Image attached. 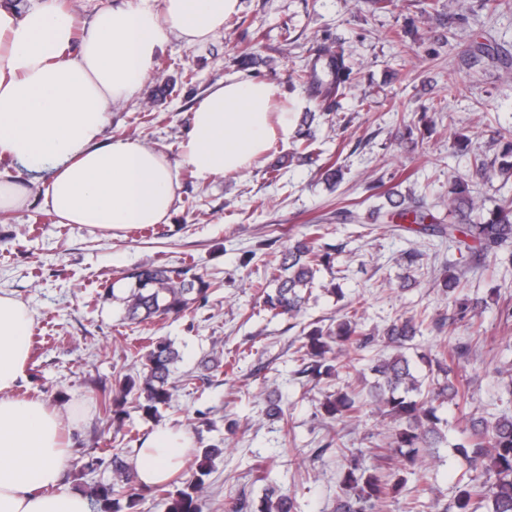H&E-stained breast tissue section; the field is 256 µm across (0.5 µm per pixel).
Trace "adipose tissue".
Instances as JSON below:
<instances>
[{
    "mask_svg": "<svg viewBox=\"0 0 512 512\" xmlns=\"http://www.w3.org/2000/svg\"><path fill=\"white\" fill-rule=\"evenodd\" d=\"M238 7L239 0H121L86 28L59 0L20 16L0 7V156L49 172L44 202L61 223L110 232L166 223L176 173L161 153L108 134L110 108L138 90L169 33L188 45L205 42ZM280 95L263 80L214 85L191 113L183 164L202 176L250 169L272 138L293 131L291 112L273 109ZM32 326L25 304L0 293V512H90L64 482L77 415L13 394L28 370ZM187 448L183 432L154 431L136 452L140 485L167 481Z\"/></svg>",
    "mask_w": 512,
    "mask_h": 512,
    "instance_id": "adipose-tissue-1",
    "label": "adipose tissue"
}]
</instances>
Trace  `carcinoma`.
Listing matches in <instances>:
<instances>
[{"mask_svg": "<svg viewBox=\"0 0 512 512\" xmlns=\"http://www.w3.org/2000/svg\"><path fill=\"white\" fill-rule=\"evenodd\" d=\"M299 81L316 99L326 101L343 93L349 80V67L344 53L326 44L313 49L306 67L297 74ZM387 197L389 209L380 207L361 215L354 210L342 208L336 212V220L360 224H378L380 218L390 215L409 224L418 225V232L448 238L456 244L459 259L454 263L457 270H464L468 260L492 254L503 264L512 265V252L507 257L499 256V250L512 240V200H504L488 212L480 222L471 219L475 200L470 195L469 185L460 183L454 197L448 200V223L436 219L423 210L420 199L410 195ZM323 224L308 225V232L296 238L282 253L279 264L271 268L270 281L274 288L263 291V304L273 315L295 317L302 311L320 266L329 263L315 244L325 234ZM122 278L133 283L127 297L123 298L126 319L132 324H142L154 318L180 315L198 299L205 297L215 284L201 274L192 272V267L138 266L122 273ZM461 277L452 273L441 280L443 292L457 306L459 320H465L481 305L456 297ZM357 310L339 320L336 328L323 329L313 326L302 330V344L295 351L299 362L298 373L315 380L322 376L356 368L358 356L370 343L374 335L358 328ZM424 324L415 317L400 318L384 332L386 342L398 354L384 359L372 367L375 381L369 395L381 415L398 424L395 447L406 449L403 456L416 464L420 449L433 448L442 442L445 435L439 427V406L447 400L465 399L467 391L449 380H432L423 384L412 373L411 365L404 353L409 342ZM146 363L142 373L125 375L115 380L114 392L122 403L133 401L144 414L155 418L159 407L170 405L175 386L170 382L171 368L179 360L178 350L163 340H148ZM324 415L329 419L353 417L359 413L355 400L346 393L328 395L321 403ZM222 449L213 446L203 450L195 471L181 482L173 492L164 491L165 485H157L163 492L166 512H202L200 494L204 477L211 473L212 460ZM462 455L470 466L468 479L456 488L451 509L453 512H480L484 503L491 504L490 512H512V415L500 417L489 429H477L468 445L462 447ZM112 471L121 482H129L131 467L118 453L110 459ZM399 484L389 485L379 476L368 472L359 458L347 459L341 480L342 495L336 502L335 512H375L379 502L397 492ZM112 485H93L86 494L99 505V512H110ZM268 490L264 507L260 512H295L292 498Z\"/></svg>", "mask_w": 512, "mask_h": 512, "instance_id": "cac0c4a2", "label": "carcinoma"}]
</instances>
